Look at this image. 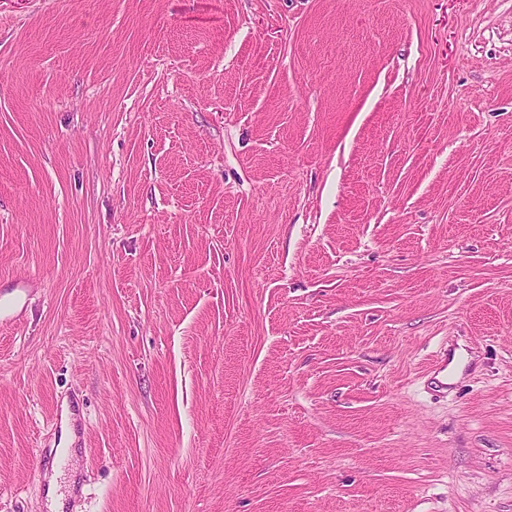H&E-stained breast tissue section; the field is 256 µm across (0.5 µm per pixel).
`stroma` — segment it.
Instances as JSON below:
<instances>
[{
	"label": "stroma",
	"mask_w": 512,
	"mask_h": 512,
	"mask_svg": "<svg viewBox=\"0 0 512 512\" xmlns=\"http://www.w3.org/2000/svg\"><path fill=\"white\" fill-rule=\"evenodd\" d=\"M0 301V512H512V0H0Z\"/></svg>",
	"instance_id": "obj_1"
}]
</instances>
